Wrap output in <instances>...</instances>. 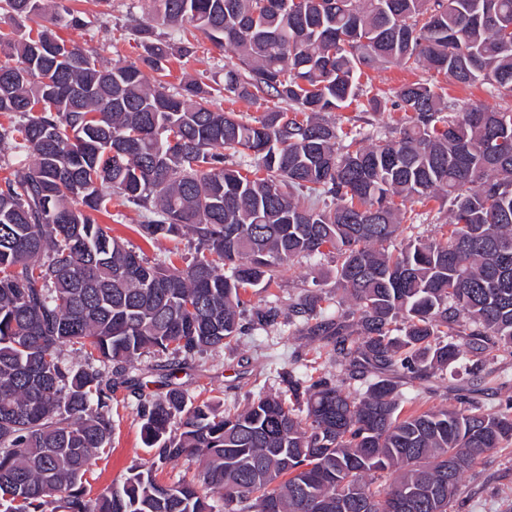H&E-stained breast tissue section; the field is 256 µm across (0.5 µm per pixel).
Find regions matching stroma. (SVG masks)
<instances>
[{"mask_svg": "<svg viewBox=\"0 0 512 512\" xmlns=\"http://www.w3.org/2000/svg\"><path fill=\"white\" fill-rule=\"evenodd\" d=\"M69 5L82 12L87 25L82 29L63 30L64 38L95 48L106 65L133 62L142 55L135 28L151 19L148 0H109L104 8L97 6L95 0H69ZM195 47L192 57L172 65V84L190 78L208 84L221 71L222 50L201 34L196 37ZM425 75L424 69L397 64H385L367 72L372 92L386 97ZM335 267L329 256L317 265L297 264L280 286L268 292L249 291L247 298L254 306L272 302L284 309L303 289L316 286L327 293L335 292ZM323 344V337L288 331L271 336H245L229 346L196 354L178 378L190 395L199 394L231 407L244 403L246 393L251 390L267 394L282 392L284 385L278 370L305 372ZM480 359L483 378L478 383L475 399L488 411L504 408L512 398V357L484 353ZM397 383L406 396L413 398L415 407L452 408L458 404V385H450L438 377H401ZM118 395L123 402L113 414L111 449L92 465L87 476L95 494L121 481L132 466L150 465L153 458L142 445L134 398L123 388ZM450 512H512V447L498 449L464 475Z\"/></svg>", "mask_w": 512, "mask_h": 512, "instance_id": "35a3bbf8", "label": "stroma"}]
</instances>
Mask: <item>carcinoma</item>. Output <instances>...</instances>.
Masks as SVG:
<instances>
[{
	"label": "carcinoma",
	"mask_w": 512,
	"mask_h": 512,
	"mask_svg": "<svg viewBox=\"0 0 512 512\" xmlns=\"http://www.w3.org/2000/svg\"><path fill=\"white\" fill-rule=\"evenodd\" d=\"M152 4L167 31L143 26L139 61L105 66L57 34L84 25L64 0H0V512H213L215 494L227 512H391L410 492L405 512H448L477 460L512 444V400L406 411L389 378L352 392L323 372L223 410L174 378L281 324L334 337L325 362L352 379L366 365L473 375L471 353L512 356V106L459 110L425 81L396 92L373 142L325 119L380 110L360 79L389 63L512 97V0ZM189 27L228 52L227 100L288 107L226 111L205 83L172 86ZM407 201L448 207V231L404 235ZM114 206L147 242L191 236L190 255L128 247L99 221ZM328 252L341 298L307 290L286 316H245L247 289ZM150 353L165 358L155 391L127 374ZM121 386L153 466L92 497ZM183 457L202 484L156 479Z\"/></svg>",
	"instance_id": "cac0c4a2"
}]
</instances>
